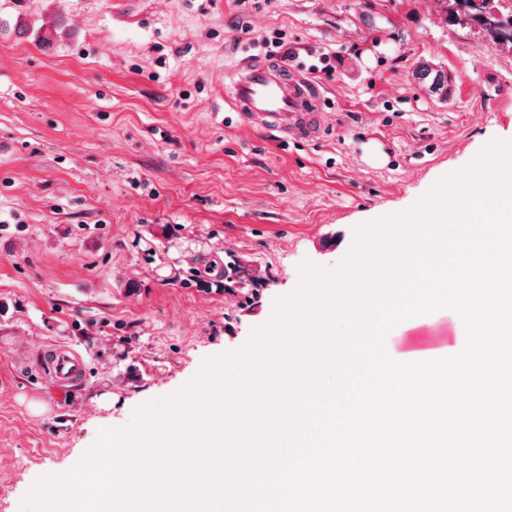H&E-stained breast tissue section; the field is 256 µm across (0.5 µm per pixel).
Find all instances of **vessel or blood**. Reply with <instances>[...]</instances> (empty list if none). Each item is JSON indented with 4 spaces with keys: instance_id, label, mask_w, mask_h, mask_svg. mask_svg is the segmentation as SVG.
Returning <instances> with one entry per match:
<instances>
[{
    "instance_id": "b4317fda",
    "label": "vessel or blood",
    "mask_w": 512,
    "mask_h": 512,
    "mask_svg": "<svg viewBox=\"0 0 512 512\" xmlns=\"http://www.w3.org/2000/svg\"><path fill=\"white\" fill-rule=\"evenodd\" d=\"M318 89L300 74L288 75L279 64L253 60L230 74L224 102L253 124L273 125L299 140H312L325 123ZM47 375L60 390L79 386L85 374L83 356L75 349L54 348Z\"/></svg>"
}]
</instances>
